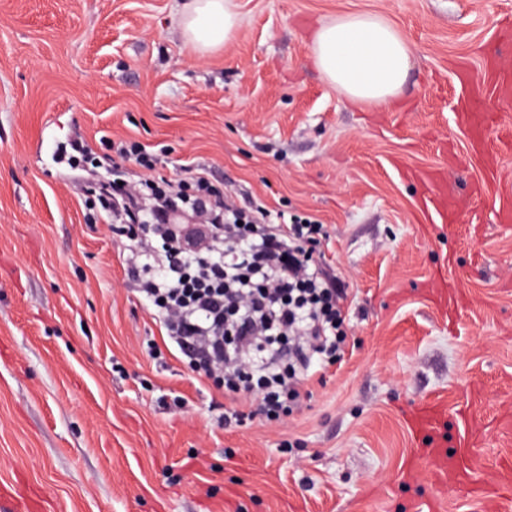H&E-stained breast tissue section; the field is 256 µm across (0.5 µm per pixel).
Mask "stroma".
<instances>
[{
	"mask_svg": "<svg viewBox=\"0 0 512 512\" xmlns=\"http://www.w3.org/2000/svg\"><path fill=\"white\" fill-rule=\"evenodd\" d=\"M183 0H0V489L45 512H484L512 462V150L490 177L471 146L459 66L512 63V0H235L239 24L199 56ZM371 13L411 48L388 109L356 106L311 55L326 20ZM133 139L163 175L193 162L268 208L325 224L348 290V347L282 423L224 426V395L170 353L123 247L85 221V171ZM442 171L454 220L428 202ZM442 409L470 485L407 473Z\"/></svg>",
	"mask_w": 512,
	"mask_h": 512,
	"instance_id": "1",
	"label": "stroma"
}]
</instances>
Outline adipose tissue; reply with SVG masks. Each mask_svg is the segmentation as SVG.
<instances>
[{
	"instance_id": "obj_1",
	"label": "adipose tissue",
	"mask_w": 512,
	"mask_h": 512,
	"mask_svg": "<svg viewBox=\"0 0 512 512\" xmlns=\"http://www.w3.org/2000/svg\"><path fill=\"white\" fill-rule=\"evenodd\" d=\"M181 23L187 40L205 54L228 41L238 14L233 0H186ZM311 51L322 77L356 105H393L410 66L408 42L374 14L342 15L321 24Z\"/></svg>"
}]
</instances>
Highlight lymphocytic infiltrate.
I'll use <instances>...</instances> for the list:
<instances>
[{
	"instance_id": "lymphocytic-infiltrate-1",
	"label": "lymphocytic infiltrate",
	"mask_w": 512,
	"mask_h": 512,
	"mask_svg": "<svg viewBox=\"0 0 512 512\" xmlns=\"http://www.w3.org/2000/svg\"><path fill=\"white\" fill-rule=\"evenodd\" d=\"M112 169L136 162L135 182L89 188L88 223L129 244L127 275L164 331L162 344L195 376L224 390V422H281L309 398L308 383L336 365L347 345L346 288L316 253L325 225L238 207L205 169L155 176L158 155L140 142L110 145ZM205 213L172 230L167 211Z\"/></svg>"
}]
</instances>
